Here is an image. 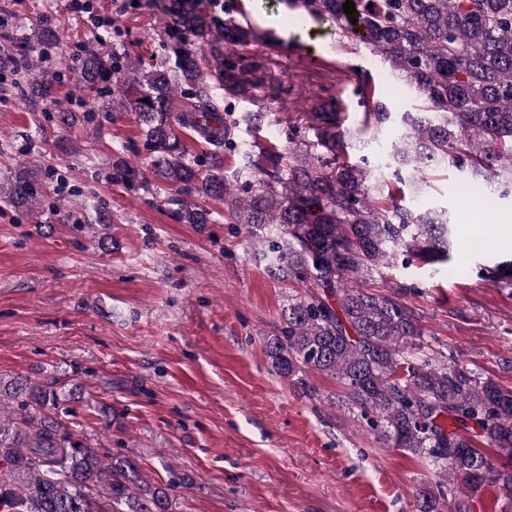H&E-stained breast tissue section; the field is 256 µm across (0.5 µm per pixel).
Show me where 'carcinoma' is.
Masks as SVG:
<instances>
[{
    "label": "carcinoma",
    "mask_w": 512,
    "mask_h": 512,
    "mask_svg": "<svg viewBox=\"0 0 512 512\" xmlns=\"http://www.w3.org/2000/svg\"><path fill=\"white\" fill-rule=\"evenodd\" d=\"M318 20L360 37L388 69L413 89L420 107L395 114L373 104L376 129L399 130L388 162L350 161L344 112L327 101L288 126V155L272 144L265 163L239 138L241 125L258 126V112H239L265 86L257 63L224 50L242 40L228 21L216 27L202 0H176L169 37L174 67L147 70L120 53L84 50L77 72L84 88L132 111L153 152L152 172L176 191L224 205V223L244 228L267 247L268 272L283 281L308 280L313 289L291 299L279 335L267 344L271 365L284 377L304 369L340 381L348 403L369 418L391 448L439 467V490L425 491L418 512H472L463 491L492 487L512 502V391L463 367H442L409 354L422 335L415 315L397 299L351 285L381 264L404 256L445 262L452 245L446 211L401 205L373 171L398 183L448 166L481 182L487 193L512 195V0H301ZM193 41L200 52L183 48ZM61 79L52 71L31 86L42 97ZM195 99L193 110L171 112L173 95ZM224 92V110L214 101ZM190 127L212 146L189 156L175 126ZM236 156L233 177L224 157ZM112 179L136 187L139 170L112 166ZM250 190L242 197L235 184ZM44 195L15 179L0 193L11 207L36 208ZM178 219L208 224L212 211L172 199ZM512 282V260L487 268ZM58 381L27 376L0 379V507L7 512H171L175 481L157 487L128 457L112 456L76 438L66 402L74 395Z\"/></svg>",
    "instance_id": "cac0c4a2"
}]
</instances>
